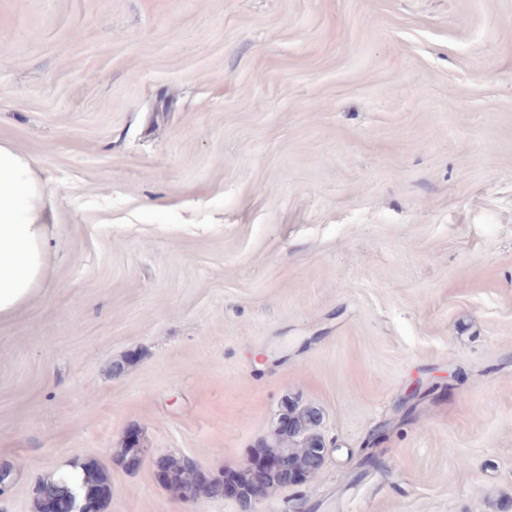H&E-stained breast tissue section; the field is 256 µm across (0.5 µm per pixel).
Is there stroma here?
Segmentation results:
<instances>
[{
	"label": "stroma",
	"mask_w": 512,
	"mask_h": 512,
	"mask_svg": "<svg viewBox=\"0 0 512 512\" xmlns=\"http://www.w3.org/2000/svg\"><path fill=\"white\" fill-rule=\"evenodd\" d=\"M0 139L54 215L0 512L86 462L102 512H241L154 458L244 464L294 405L334 452L254 512L512 501V0H0Z\"/></svg>",
	"instance_id": "1"
}]
</instances>
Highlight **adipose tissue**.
I'll list each match as a JSON object with an SVG mask.
<instances>
[{
    "mask_svg": "<svg viewBox=\"0 0 512 512\" xmlns=\"http://www.w3.org/2000/svg\"><path fill=\"white\" fill-rule=\"evenodd\" d=\"M31 159L0 140V320L19 310L44 278L51 215Z\"/></svg>",
    "mask_w": 512,
    "mask_h": 512,
    "instance_id": "adipose-tissue-1",
    "label": "adipose tissue"
}]
</instances>
